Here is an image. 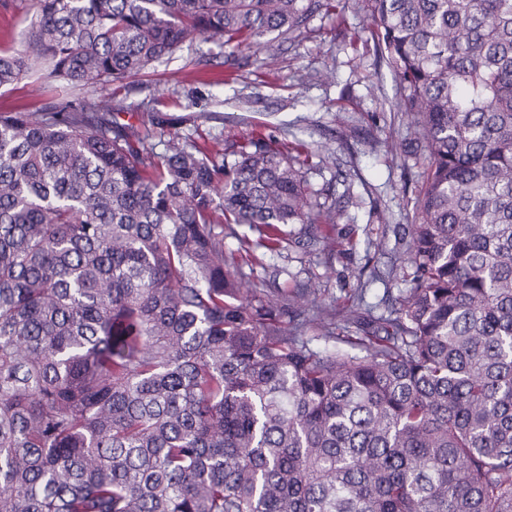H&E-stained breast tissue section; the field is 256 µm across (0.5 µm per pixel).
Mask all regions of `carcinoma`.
I'll list each match as a JSON object with an SVG mask.
<instances>
[{
	"label": "carcinoma",
	"instance_id": "cac0c4a2",
	"mask_svg": "<svg viewBox=\"0 0 512 512\" xmlns=\"http://www.w3.org/2000/svg\"><path fill=\"white\" fill-rule=\"evenodd\" d=\"M365 2L428 151L387 316L254 275L328 248L302 145L158 152L105 96L0 113V512H512V0ZM344 9L38 0L0 88H105Z\"/></svg>",
	"mask_w": 512,
	"mask_h": 512
}]
</instances>
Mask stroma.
Listing matches in <instances>:
<instances>
[{
    "instance_id": "obj_1",
    "label": "stroma",
    "mask_w": 512,
    "mask_h": 512,
    "mask_svg": "<svg viewBox=\"0 0 512 512\" xmlns=\"http://www.w3.org/2000/svg\"><path fill=\"white\" fill-rule=\"evenodd\" d=\"M34 0H0V50L19 48ZM372 22L361 0H347L341 18L315 16L292 37L270 47L227 48L197 38L149 73L109 85L114 118L151 129L154 114L172 129L221 145L262 133L272 145L299 141L330 152L309 171L313 188L331 187L337 223L321 225L331 253L286 250L267 257L266 281L280 288L313 281L319 302H345L364 288L366 303L390 307L402 282L363 283L362 274L387 270L400 253L393 228L413 222L423 186L425 156L404 150L408 128L400 114V84L377 53ZM274 55L272 66L263 63ZM98 86L48 85L29 74L0 88V112H39L99 95Z\"/></svg>"
}]
</instances>
